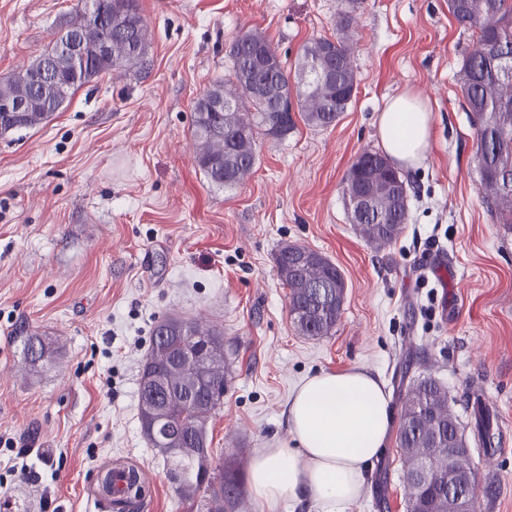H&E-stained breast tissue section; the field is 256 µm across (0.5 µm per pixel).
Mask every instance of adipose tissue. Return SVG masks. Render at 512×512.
I'll return each mask as SVG.
<instances>
[{"label": "adipose tissue", "mask_w": 512, "mask_h": 512, "mask_svg": "<svg viewBox=\"0 0 512 512\" xmlns=\"http://www.w3.org/2000/svg\"><path fill=\"white\" fill-rule=\"evenodd\" d=\"M432 114L412 94L390 99L377 120L384 152L412 166L425 153ZM290 445L259 448L247 463L249 495L269 506L309 498L322 512L357 501L363 473L381 454L393 416L379 377L364 368L307 378L287 408Z\"/></svg>", "instance_id": "obj_1"}]
</instances>
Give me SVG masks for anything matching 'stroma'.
I'll return each instance as SVG.
<instances>
[{"label": "stroma", "mask_w": 512, "mask_h": 512, "mask_svg": "<svg viewBox=\"0 0 512 512\" xmlns=\"http://www.w3.org/2000/svg\"><path fill=\"white\" fill-rule=\"evenodd\" d=\"M79 0H0V79L31 63ZM145 64L93 78L49 120L0 137V512H116L97 474L116 462L151 480L137 512H183L139 422V370L155 323L179 315L224 333L215 453L288 442L294 390L318 371L379 375L393 411L424 376L461 400L481 386L506 434L472 455L499 491L480 512H512V226L479 193L476 130L455 80L469 33L448 0H139ZM350 12L358 86L335 126L297 123L257 142L245 183L212 185L197 163L194 103L228 76L236 34L262 32L287 66L335 38ZM432 113L398 239L376 249L341 193L351 163L379 149L376 120L402 92ZM326 256L346 282L332 335L307 337L274 264L284 244ZM448 260L450 281L424 275ZM52 350L29 365L24 341ZM397 434L346 512H406Z\"/></svg>", "instance_id": "1"}]
</instances>
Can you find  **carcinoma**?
<instances>
[{"instance_id": "cac0c4a2", "label": "carcinoma", "mask_w": 512, "mask_h": 512, "mask_svg": "<svg viewBox=\"0 0 512 512\" xmlns=\"http://www.w3.org/2000/svg\"><path fill=\"white\" fill-rule=\"evenodd\" d=\"M121 23L130 38L141 45L139 53L121 43L112 47L114 57L105 59L85 46L86 70L75 72L70 58L50 45L26 68L0 81V100L30 101L27 112H14L0 122V135L31 129L46 122L71 99L73 93L93 77L112 70L141 66L145 59L147 19L138 0H121ZM456 21L475 36L471 49L462 56L456 80L467 112L476 129L474 161L480 175V193L487 211L498 224H512V0H448ZM88 24V10H78L60 22L66 34L80 38ZM352 18L338 14L336 39L312 38L299 49L296 74L315 64L334 72L322 81L314 74L294 106L310 127L325 129L336 124L357 89L353 66L354 40L349 35ZM336 46V57L325 50ZM275 48L259 31L241 33L232 40L228 78L215 82L194 106V137L199 146L197 162L210 183L236 186L252 173L257 163L256 142L260 138L281 140L296 128L295 118L282 123L275 109L284 99L289 74L283 63L268 68L257 64V50ZM59 75L54 91L45 94L35 86V74L43 63ZM233 101L227 112L211 111L213 101ZM342 196L349 202L366 194L373 212L355 224L360 236L377 248L397 240L407 223L410 184L389 159L378 151L365 150L351 164L342 180ZM277 273L288 288L289 314L300 334L329 336L340 318L346 293L340 270L321 253L298 244H285L276 255ZM155 338L142 365L158 373L162 385L140 391L139 419L171 420L180 427V440L171 447L159 444L150 428L141 424L144 436L159 455L179 459L181 471L172 476L175 494L182 505L197 512H240L243 480L237 459L214 455L208 440V424L224 406L228 368L224 361L223 332L203 328L183 317H168L153 331ZM189 336L203 338V374L188 369L182 359ZM27 363L49 357L38 336L27 339ZM473 440L487 456H494L498 433L494 413L475 398ZM465 429L451 406L448 388L432 376L416 380L403 397L398 447L404 460L408 487L407 512H446L448 472L421 481L422 460L435 452L463 446Z\"/></svg>"}]
</instances>
